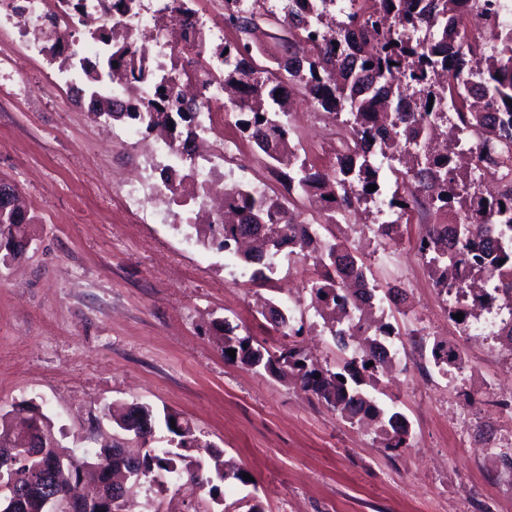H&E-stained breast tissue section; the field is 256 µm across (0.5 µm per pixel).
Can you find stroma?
<instances>
[{"instance_id": "1", "label": "stroma", "mask_w": 512, "mask_h": 512, "mask_svg": "<svg viewBox=\"0 0 512 512\" xmlns=\"http://www.w3.org/2000/svg\"><path fill=\"white\" fill-rule=\"evenodd\" d=\"M0 181L18 192L32 225L25 256L0 251V408L42 405L67 451L83 458L112 438L108 405L146 403L189 418L202 441L249 471L220 485L225 503L262 512H512V348L465 336L448 317L407 224L400 242L377 240L365 261L380 292L397 289L383 318L400 332L399 376L382 378L381 404L410 421L406 447L374 427L342 420L288 376L225 362L214 321L228 319L278 346L261 298L292 310L293 339L313 359L340 354L305 288L311 270L280 259L271 287L253 284L236 256L186 242L173 224H146L114 184L141 173L135 140H104L110 121L75 104L52 76L57 63L27 60L17 31L0 27ZM242 155L270 196L284 189L264 154L234 124ZM459 348L464 367L442 376L434 342ZM135 512H206L208 492L129 488Z\"/></svg>"}]
</instances>
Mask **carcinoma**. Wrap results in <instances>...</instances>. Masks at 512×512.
<instances>
[{
  "instance_id": "1",
  "label": "carcinoma",
  "mask_w": 512,
  "mask_h": 512,
  "mask_svg": "<svg viewBox=\"0 0 512 512\" xmlns=\"http://www.w3.org/2000/svg\"><path fill=\"white\" fill-rule=\"evenodd\" d=\"M236 0H224V21L243 34L249 33L263 14H272L267 0H256L254 11L241 13ZM195 0H170L158 10L157 22L179 15L187 29L194 27ZM333 0H286L283 7L287 33L284 54L301 58L303 67L277 74L256 63L255 56L242 52L244 41L224 43L212 50L224 61V84L236 88L239 101L225 108L239 130L269 158L278 163L274 173L288 192V198L257 195L244 184H233L224 192V217L208 225V234L199 238L203 245L233 250L239 237L250 227L260 228L264 241L257 249L242 255L247 265H255L251 280L265 285L274 274L267 262L271 251L285 244L300 253L308 246L318 252L316 271L306 282L316 313L323 319L336 348L345 354L341 364L318 365L308 361L296 345L275 350L255 337L236 333L229 321L220 324L222 350H236V356L224 360L276 376H292L328 409L350 423L367 419L378 424L383 446L402 448L410 435L409 421L395 408L379 406L370 390L377 389L378 364L386 347L394 346L396 333L391 324L354 327L362 309L340 288L344 273L353 274L363 294L377 291L369 286V269L363 259L342 250L330 237L318 233L298 235L290 218L289 205L297 195L314 200L324 228H340L336 214L346 211L352 201L367 203L383 198L384 206L406 213L410 206H428L456 216L453 234L439 225L425 229L417 241L418 253L426 259L430 277L438 290L448 292V272L466 264L464 274L472 278L495 277L496 288L480 297L479 306L490 308L503 302L511 319L504 329L512 336V16L502 10L496 24L495 43L469 41L463 36V17L457 14L456 0H360L357 9L344 14L334 34L319 36L309 30V19L329 10ZM107 17H122L137 7V0H102ZM99 46L95 61L89 64L85 81L72 88V100L100 95L104 84L119 83L128 88L126 98L112 103L106 115L144 123L147 130L169 143H181L195 136L193 105L180 100L178 84L190 78L196 69L195 57L178 56L166 73L156 74L137 57L127 34L107 25L91 33ZM459 39L463 50L448 57L442 45ZM118 66H113V63ZM150 82L154 94L143 99L132 92L135 84ZM304 91L314 109L325 112H350L356 127L354 145L347 163L329 169L298 157L288 147V127L276 117L288 112V88ZM385 103L387 112H412L414 118L403 129V151L417 146L429 132L432 121L449 112L452 127L473 128L478 132L477 159L489 175L500 176L505 186L494 195L485 196L475 188L471 175L455 165V147L447 146L433 157L417 159L415 174L393 166L383 167L380 157L394 153L395 141L375 128L376 107ZM394 178L395 189L383 191L384 171ZM377 188L371 192L368 185ZM13 195L11 207L0 205V242L17 258L30 241L25 215ZM273 329L289 335L293 316L268 300L260 311ZM431 362L446 375L447 368H462V358L437 343L431 348ZM175 425H170V421ZM116 440L98 449L97 485L78 497L74 512H86L82 502L106 498L113 501L112 512H130L125 500L126 483L143 480L164 489L169 476L183 486H210L235 479L246 483L245 470L224 461V451L210 443L193 447L197 437L190 420L179 413L158 416L147 404L134 403L113 417ZM161 423L169 434L168 446L149 448L142 456L126 454L121 441H146L155 424ZM30 438L43 433L54 436L50 419L31 402L16 410L0 412V453L13 451V471L5 473L3 483L25 490L18 512H41V501L52 494L69 491L70 479L78 476L84 461L72 458L45 477L38 469L40 460L31 458ZM205 449L211 462V475L204 476V463L191 454Z\"/></svg>"
}]
</instances>
